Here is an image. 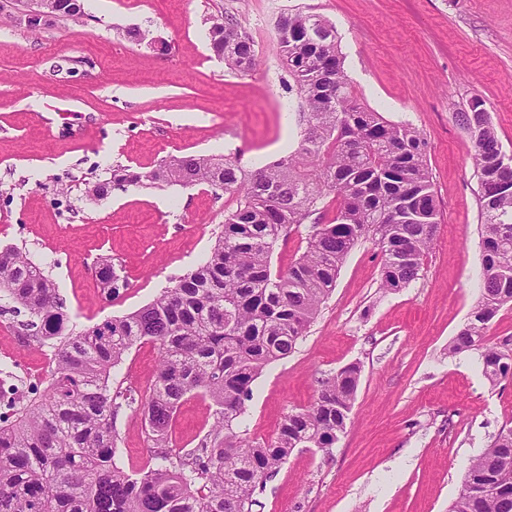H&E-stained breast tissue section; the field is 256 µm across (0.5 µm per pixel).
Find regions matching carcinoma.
Listing matches in <instances>:
<instances>
[{"label": "carcinoma", "mask_w": 512, "mask_h": 512, "mask_svg": "<svg viewBox=\"0 0 512 512\" xmlns=\"http://www.w3.org/2000/svg\"><path fill=\"white\" fill-rule=\"evenodd\" d=\"M55 4L57 18L87 15L85 0ZM277 38L298 90L299 135L288 156L254 169L190 154L144 175L112 170L114 185L206 184L236 196L208 258L152 302L77 332L44 269L16 247L0 250V301L25 336L47 348L50 364L47 384L23 397V381L0 372L16 382L0 390V512H252L256 493L294 449L313 443L328 452L344 433L360 377L355 364L321 380L314 403L289 412L273 439L251 440L240 424L255 381L295 350L362 241L380 251L382 288L421 277L438 204L421 133L359 103L336 27L297 8L280 16ZM208 39L228 69H256L255 41L238 22L209 19ZM457 121L479 181L482 288L449 351L484 348L483 374L497 383L512 378V349L487 345L484 336L512 305V155L482 98L472 97ZM314 214L323 222L305 250L274 269L284 229ZM99 276L114 299L127 288L109 265ZM146 343L157 347L158 364L143 397L112 372ZM193 397L210 402L212 423L194 448H176V414ZM128 410L144 421L152 466L130 468L120 457L115 423ZM463 484L470 492L449 512H512L511 428L471 459Z\"/></svg>", "instance_id": "obj_1"}]
</instances>
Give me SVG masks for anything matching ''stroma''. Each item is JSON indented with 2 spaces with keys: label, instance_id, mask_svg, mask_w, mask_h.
<instances>
[{
  "label": "stroma",
  "instance_id": "stroma-1",
  "mask_svg": "<svg viewBox=\"0 0 512 512\" xmlns=\"http://www.w3.org/2000/svg\"><path fill=\"white\" fill-rule=\"evenodd\" d=\"M298 7L335 25L358 98L423 134L439 224L420 279L397 291L380 287L374 242L358 245L295 352L256 381L243 427L268 440L321 378L361 369L330 453L295 449L252 512H448L470 459L512 427V378L490 383L480 351H448L482 283L479 186L456 114L483 98L512 152V0H98L83 25L38 30L0 9V248L43 265L80 330L203 262L235 196L148 181L99 198L88 189L113 167L145 174L175 155L231 153L247 168L287 156L299 128L284 107L297 88L275 25ZM222 13L254 38L261 64L249 74L209 48L204 20ZM132 27L146 43L124 39ZM105 265L128 283L118 299L98 276ZM156 361L153 345L138 346L113 376L142 391ZM34 368L47 375L45 349L0 314V369L26 379ZM210 423L209 401L187 400L176 446L194 448ZM116 428L126 463L142 467L141 416L123 413Z\"/></svg>",
  "mask_w": 512,
  "mask_h": 512
}]
</instances>
